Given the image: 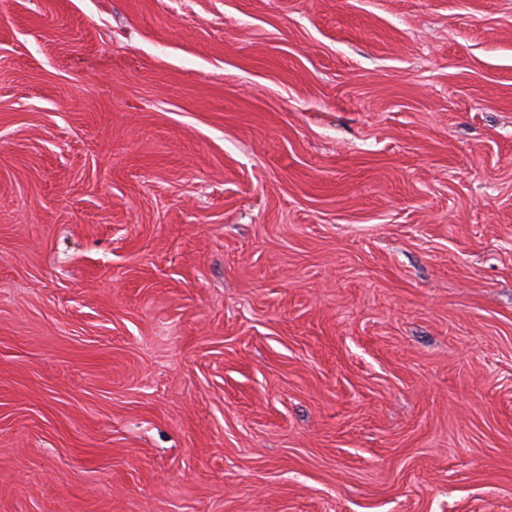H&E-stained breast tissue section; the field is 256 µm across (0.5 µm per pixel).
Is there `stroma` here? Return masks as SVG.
<instances>
[{"instance_id":"stroma-1","label":"stroma","mask_w":512,"mask_h":512,"mask_svg":"<svg viewBox=\"0 0 512 512\" xmlns=\"http://www.w3.org/2000/svg\"><path fill=\"white\" fill-rule=\"evenodd\" d=\"M0 512H512V0H0Z\"/></svg>"}]
</instances>
